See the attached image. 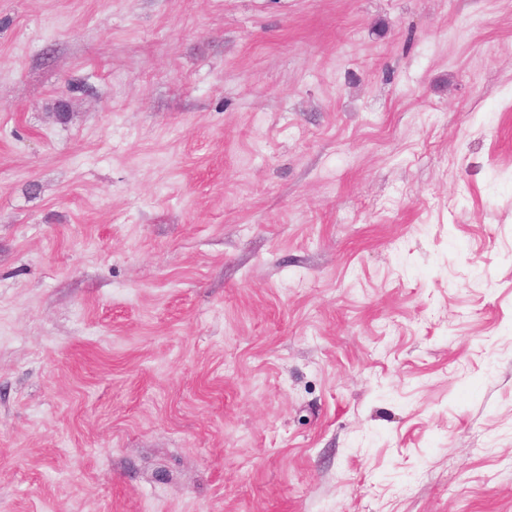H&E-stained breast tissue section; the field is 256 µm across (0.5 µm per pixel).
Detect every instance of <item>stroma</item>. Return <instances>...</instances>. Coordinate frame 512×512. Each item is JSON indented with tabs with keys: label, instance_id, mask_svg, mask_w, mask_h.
<instances>
[{
	"label": "stroma",
	"instance_id": "1",
	"mask_svg": "<svg viewBox=\"0 0 512 512\" xmlns=\"http://www.w3.org/2000/svg\"><path fill=\"white\" fill-rule=\"evenodd\" d=\"M0 512H512V0H0Z\"/></svg>",
	"mask_w": 512,
	"mask_h": 512
}]
</instances>
